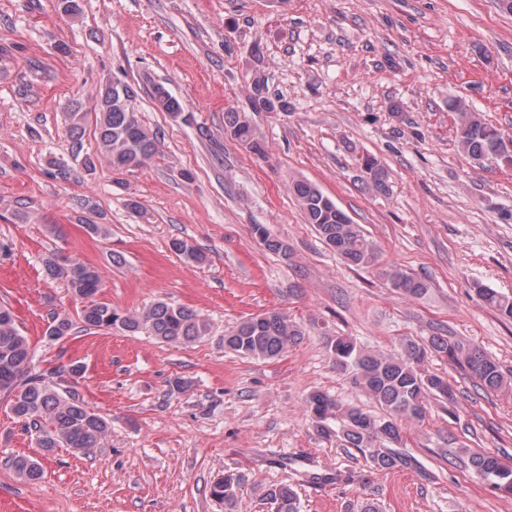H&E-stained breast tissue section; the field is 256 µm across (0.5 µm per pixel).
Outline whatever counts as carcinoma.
Returning a JSON list of instances; mask_svg holds the SVG:
<instances>
[{
	"label": "carcinoma",
	"instance_id": "carcinoma-1",
	"mask_svg": "<svg viewBox=\"0 0 512 512\" xmlns=\"http://www.w3.org/2000/svg\"><path fill=\"white\" fill-rule=\"evenodd\" d=\"M137 95V89L130 83L122 88L111 82L100 92L93 110L88 111L79 104L69 109L70 137L81 140L86 127L93 125L96 150L83 160L86 171L94 170L95 160L99 158L105 159L112 170L121 172L145 166L158 155L161 141L139 118L133 106ZM149 96L159 111L185 122L191 120L192 114L185 112L181 100L164 85H152ZM249 103L255 112L276 108L288 111L287 102H276L267 95L262 78L253 81ZM448 109L457 115L458 141L471 159L482 163L512 153V139H504L478 113L471 111L464 100L449 101ZM224 129L253 154L265 153V146L244 114L234 110L225 112ZM363 167L367 182L378 191L385 190L386 172L378 161L368 157ZM290 190L306 223L313 225L320 240L341 260L357 268L376 266V247L366 238L361 225L354 223L318 186L297 179L292 181ZM255 233L266 250L287 255L288 244L266 227L256 225ZM170 250L191 263L206 261V256L185 239L171 240ZM42 272L48 279L64 282L71 295L82 302L77 318L66 314L52 317L45 335L54 341L71 335L77 322L86 331L146 334L164 343H192L211 333L209 322L189 307L157 300L138 312H131L98 301L97 294L103 286L98 270L56 252L42 259ZM380 275L404 294L418 296L427 291L423 280L400 268L384 269ZM478 294L499 316L512 319V298L489 288L478 289ZM302 336L301 326L287 313L275 309L238 322L224 333L222 343L224 348L243 357L272 359L286 352ZM323 340L336 370L349 376L352 384L382 414L345 405L321 390L307 395V411L319 435L344 438L375 471L415 467L416 458L399 449L402 422L422 419L432 398L449 402L454 399L448 379L424 369L423 361L429 355L446 359L448 365L473 380L485 393H497L506 386L495 360L480 348L453 337L434 336L426 343L406 337L391 352L368 351L349 336L328 332ZM32 360L29 340L20 332L12 309L0 302V394L8 398L13 415L26 429L37 431L38 447L47 453L63 447L77 452L100 447L109 431V421L85 405L78 393L59 391L53 380L54 372L33 371ZM330 420L339 423L340 428L332 430L328 426ZM469 462L474 474L492 491L512 496L511 462L493 452H474L469 455ZM12 467L24 480L36 481L43 476L41 465L26 456L14 457ZM240 483L241 476L228 470L211 485V497L229 512ZM267 499L275 512H299L297 493L290 486L269 489Z\"/></svg>",
	"mask_w": 512,
	"mask_h": 512
}]
</instances>
